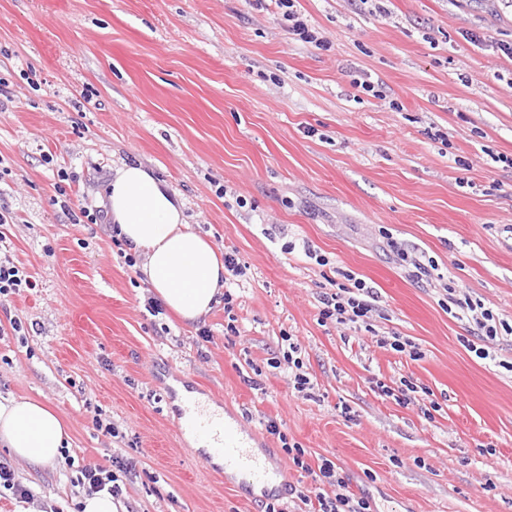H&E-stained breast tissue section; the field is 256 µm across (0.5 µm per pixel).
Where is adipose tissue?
<instances>
[{"mask_svg":"<svg viewBox=\"0 0 512 512\" xmlns=\"http://www.w3.org/2000/svg\"><path fill=\"white\" fill-rule=\"evenodd\" d=\"M106 200L143 284L184 321L208 314L223 292L224 263L211 242L189 229L178 195L151 169L124 164ZM69 441L66 426L42 402L0 399V446L15 457L48 466Z\"/></svg>","mask_w":512,"mask_h":512,"instance_id":"obj_1","label":"adipose tissue"}]
</instances>
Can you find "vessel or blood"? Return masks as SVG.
<instances>
[{"instance_id": "obj_1", "label": "vessel or blood", "mask_w": 512, "mask_h": 512, "mask_svg": "<svg viewBox=\"0 0 512 512\" xmlns=\"http://www.w3.org/2000/svg\"><path fill=\"white\" fill-rule=\"evenodd\" d=\"M182 413L184 420L178 423V432H191L197 442L220 458L225 475L240 479L261 496L279 493L283 485L281 470L270 464L266 453L257 448L254 433L238 419L209 411L204 402L192 395L185 399Z\"/></svg>"}]
</instances>
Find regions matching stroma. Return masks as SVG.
Wrapping results in <instances>:
<instances>
[{
  "label": "stroma",
  "mask_w": 512,
  "mask_h": 512,
  "mask_svg": "<svg viewBox=\"0 0 512 512\" xmlns=\"http://www.w3.org/2000/svg\"><path fill=\"white\" fill-rule=\"evenodd\" d=\"M298 8L330 49L250 0H0V259L37 282L0 301V396L41 401L72 438L46 467L0 447L31 492L0 489V512H77L80 469L116 458L136 463L120 512H264L177 433L181 387L235 413L297 489L327 458L373 512H512V335L478 358L446 292L512 323V58L496 49L512 0ZM365 75L379 96L353 87ZM124 163L166 179L190 227L246 264L232 311L151 315L109 225L71 223ZM348 272L373 311L321 323ZM292 342L301 393L268 364ZM265 427L267 433L278 437L279 441L282 443L281 449L288 455L289 459H292L293 464L301 469H307L308 465L304 461L305 449L300 448L297 443L291 445L288 442L287 434L280 430L279 424L276 421L268 420Z\"/></svg>",
  "instance_id": "obj_1"
}]
</instances>
